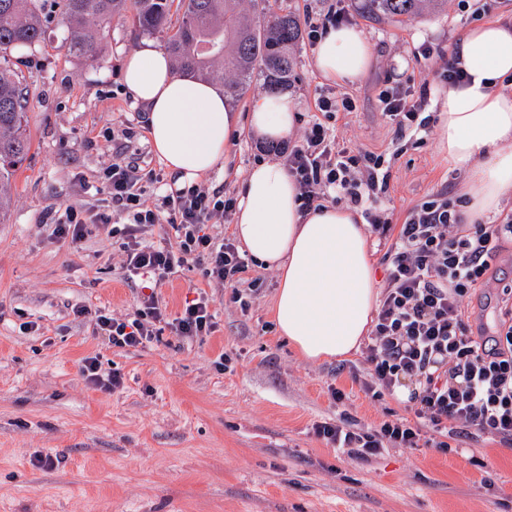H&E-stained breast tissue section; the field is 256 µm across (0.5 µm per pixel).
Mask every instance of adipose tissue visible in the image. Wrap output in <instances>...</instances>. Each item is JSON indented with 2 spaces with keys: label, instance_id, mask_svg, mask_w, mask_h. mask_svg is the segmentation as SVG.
<instances>
[{
  "label": "adipose tissue",
  "instance_id": "ef3b65f1",
  "mask_svg": "<svg viewBox=\"0 0 512 512\" xmlns=\"http://www.w3.org/2000/svg\"><path fill=\"white\" fill-rule=\"evenodd\" d=\"M458 58L471 80L438 90L437 147L449 165L465 172L462 213L471 224L496 213L512 196V24L471 26ZM373 60V46L361 29L340 26L318 43L313 66L323 79L344 83L367 75ZM123 79L149 113L155 152L184 185L228 161L241 123L267 142L287 139L295 130L294 98L265 96L240 116L215 85L176 75L168 55L157 49L127 56ZM237 194V239L279 277L273 318L280 336L311 361L358 350L379 295L360 212L333 204L301 212L295 182L274 161L253 165Z\"/></svg>",
  "mask_w": 512,
  "mask_h": 512
}]
</instances>
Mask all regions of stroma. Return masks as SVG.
I'll use <instances>...</instances> for the list:
<instances>
[{"mask_svg": "<svg viewBox=\"0 0 512 512\" xmlns=\"http://www.w3.org/2000/svg\"><path fill=\"white\" fill-rule=\"evenodd\" d=\"M344 6L348 23L374 47L369 74L325 81L302 37L287 91L298 101L301 128L322 97H352V110L335 112L327 125L346 146L390 155L383 202L399 224L437 190L459 196L464 175L439 153L436 130L397 148L377 108L380 92L425 85V111H439L440 56H452L472 25L511 21L512 4L448 0L440 13L399 20L367 19L356 0ZM63 36L50 27L42 42L10 56L29 93L30 150L0 217V512H512V446L498 439H466L439 452L433 444L443 435L427 424L420 447L387 448L369 459L318 439L317 422L367 430L413 414L399 396L365 394L361 352L310 361L279 336L277 274L256 262L239 275L242 287L258 289L244 307L193 262L157 285L171 315L206 295L216 322L211 335L182 341L165 329L137 348L95 335L92 313L125 317L137 308L141 284L127 278L120 255L127 223L75 246L53 236L52 226L69 206L111 210L101 187L116 154L158 174L143 184L146 205L175 186L122 76L129 54L163 43L120 18L89 63L66 53ZM275 158L271 145L240 129L227 168L196 185L236 196L252 165ZM502 280H512L508 250L486 290L468 299L469 325L494 324L486 297ZM87 356L98 357L103 371L119 370L123 389L110 395L88 385L80 374ZM334 388L342 401L332 399ZM38 452L58 456V466L35 467Z\"/></svg>", "mask_w": 512, "mask_h": 512, "instance_id": "35a3bbf8", "label": "stroma"}]
</instances>
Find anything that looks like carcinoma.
<instances>
[{"label":"carcinoma","mask_w":512,"mask_h":512,"mask_svg":"<svg viewBox=\"0 0 512 512\" xmlns=\"http://www.w3.org/2000/svg\"><path fill=\"white\" fill-rule=\"evenodd\" d=\"M0 0V215L12 200V180L25 160L28 97L7 64L8 53L32 46L55 24L67 32L64 47L93 61L111 31L112 19L131 14L140 35L163 40L175 67L203 81L224 82V95L238 100L254 77L276 91L288 85L294 68L293 47L300 37L297 17L270 0ZM447 0H358L371 18L412 17L438 12Z\"/></svg>","instance_id":"cac0c4a2"}]
</instances>
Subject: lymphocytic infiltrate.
<instances>
[{"label": "lymphocytic infiltrate", "instance_id": "f902f5d3", "mask_svg": "<svg viewBox=\"0 0 512 512\" xmlns=\"http://www.w3.org/2000/svg\"><path fill=\"white\" fill-rule=\"evenodd\" d=\"M378 102L397 140L434 122L422 111L424 96L410 89L384 90ZM279 156L299 189L302 211L346 203L360 209L369 232L386 245L388 273L363 352L371 377L365 391L378 398L403 381L414 385L409 400L415 422L399 419L373 431L320 422L313 426L315 436L363 459L387 447H418L424 422L449 424L450 437L472 433L512 444V296L503 299L492 336L469 330L465 321L466 300L485 285L492 261L512 243V212L491 224H469L447 192L439 191L412 206L402 224H393L381 201L388 178L384 154L341 145L322 121L309 123L296 143L282 146ZM154 178L133 163H112L104 171L111 211L81 216L67 209L54 236L76 244L90 229L107 228L113 215L128 214L131 223L121 250L130 275L159 283L192 261L202 265L206 278L241 300L243 254L233 242L203 231L206 224L228 219L234 199L193 188L149 207L141 200L142 183ZM158 224L170 226L175 246L145 242L144 233ZM161 322L182 340L208 335L215 327L205 296L186 302L170 318L158 297L149 294L141 297L132 318L96 315L94 332L112 346L137 347L151 342Z\"/></svg>", "mask_w": 512, "mask_h": 512}]
</instances>
